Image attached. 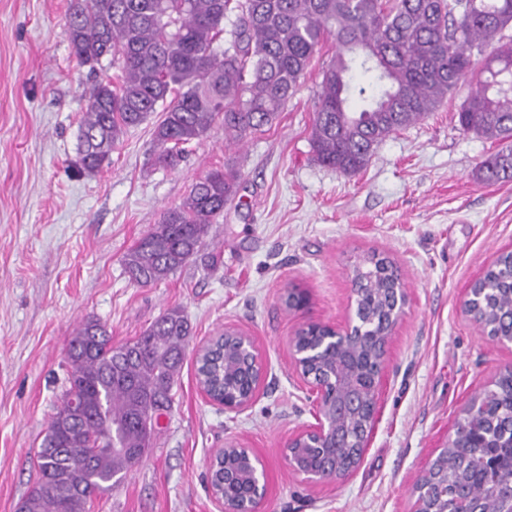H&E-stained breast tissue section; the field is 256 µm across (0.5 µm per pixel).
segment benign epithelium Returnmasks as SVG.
I'll return each instance as SVG.
<instances>
[{
    "label": "benign epithelium",
    "instance_id": "7a95c632",
    "mask_svg": "<svg viewBox=\"0 0 512 512\" xmlns=\"http://www.w3.org/2000/svg\"><path fill=\"white\" fill-rule=\"evenodd\" d=\"M483 290L471 284L465 291L464 312L485 326L487 337L501 344H512V327L508 332H494L480 314ZM402 288L392 290L386 308L384 328L371 330L360 312L340 327L307 323L289 338V350L297 377L314 398V422L295 431L288 439L285 459L288 468L311 484L345 482L359 466L374 432L378 417V400L385 374L393 329L405 305ZM224 341L233 344L232 355L241 362L249 385L239 397H224V410L239 412L252 405L257 397L264 368L255 340L239 330L224 329ZM334 366L339 377L325 380L321 374L309 373V361ZM480 399L471 401L455 425L454 434L439 449L434 459L420 471L414 481L416 500L412 512H449L448 455L460 453L469 468L481 471L482 501L487 496L512 502V477L502 475L496 457L494 435L473 434L463 426L464 419L478 407ZM226 457L236 461L237 470L249 482L254 502L252 512H259L267 493V474L261 458L238 441L224 443Z\"/></svg>",
    "mask_w": 512,
    "mask_h": 512
}]
</instances>
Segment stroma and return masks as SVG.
Instances as JSON below:
<instances>
[{
    "instance_id": "stroma-1",
    "label": "stroma",
    "mask_w": 512,
    "mask_h": 512,
    "mask_svg": "<svg viewBox=\"0 0 512 512\" xmlns=\"http://www.w3.org/2000/svg\"><path fill=\"white\" fill-rule=\"evenodd\" d=\"M69 4L0 0V512H16L30 490L81 323L99 320L118 344L173 307L191 336L172 409L153 448L91 512H218L208 464L231 440L266 465L261 512H411L414 480L463 408L512 367V345L490 341L463 310L469 284L512 251V181L476 176L498 144L458 122L468 86L346 175L314 163L310 144L321 72L336 52L330 40L264 132L231 145L216 121L170 170L151 163L148 122L124 135L107 167L88 173L79 164L85 99L121 71L78 64ZM227 164L242 179L201 254L158 284L132 282L127 251ZM372 253L393 263L407 293L381 412L348 480L312 485L284 457L291 434L313 420L288 342L306 323L353 317V269ZM291 289L306 295L304 308L285 306ZM227 326L255 339L266 372L241 412L206 401L196 378L198 347Z\"/></svg>"
}]
</instances>
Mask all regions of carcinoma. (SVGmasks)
Listing matches in <instances>:
<instances>
[{
	"label": "carcinoma",
	"mask_w": 512,
	"mask_h": 512,
	"mask_svg": "<svg viewBox=\"0 0 512 512\" xmlns=\"http://www.w3.org/2000/svg\"><path fill=\"white\" fill-rule=\"evenodd\" d=\"M66 28L78 63L120 61L117 86L100 82L80 121L81 163H110L125 132L155 113L154 165L174 169L185 146L217 118L227 140L272 125L299 90L311 60L330 37L336 54L322 70L310 142L318 164L355 175L391 134L435 111L470 82L458 111L460 128L502 143L476 176L512 180V0H70ZM375 73L367 87L352 71ZM358 95L359 108L348 99ZM241 175L230 165L197 181L166 209L124 257L130 279L149 286L168 279L204 246L211 225L236 195ZM390 261L368 257L356 267L360 287L385 307V291L401 283L386 275ZM481 287L490 293L487 322L512 316V252L501 254ZM191 335L183 311L169 308L139 336L114 345L99 321H85L68 343V387L35 450L34 486L17 512H91L140 461L173 403ZM239 369L224 363L216 338L196 360L197 380L222 400ZM489 407L468 423L481 428L508 416L492 393ZM472 474L448 486L457 506L477 495Z\"/></svg>",
	"instance_id": "carcinoma-1"
}]
</instances>
